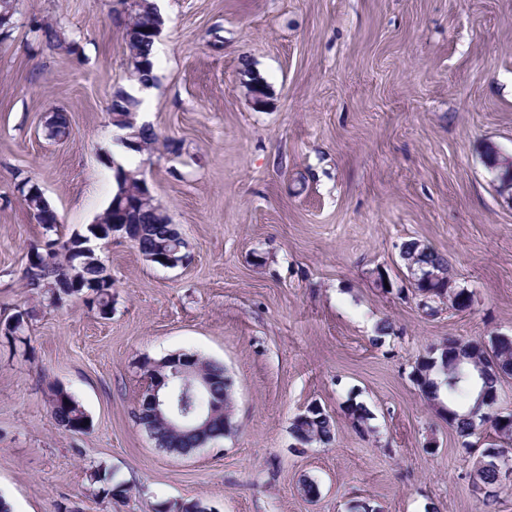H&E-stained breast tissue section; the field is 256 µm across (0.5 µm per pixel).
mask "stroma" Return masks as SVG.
<instances>
[{"label":"stroma","instance_id":"stroma-1","mask_svg":"<svg viewBox=\"0 0 512 512\" xmlns=\"http://www.w3.org/2000/svg\"><path fill=\"white\" fill-rule=\"evenodd\" d=\"M117 0H19L0 48V321L28 312L27 343L0 337V495L14 512H512L473 492L444 409L409 373L451 339L512 336V196L487 159L512 162V0H158L152 153L118 142L108 108L131 90ZM78 45H40L30 19ZM268 87L256 107L248 86ZM65 112L70 135L49 139ZM141 171L187 243L182 265L132 241L93 246L112 313L22 286L46 232L15 190L28 176L58 234L85 232L115 191L112 163ZM416 240L448 258L469 308L423 312L401 258ZM175 353L219 362L231 432L187 455L133 419L141 366ZM89 420L52 419L48 384ZM371 412L364 427L351 402ZM336 422L297 451L309 403ZM106 471L128 494L108 497ZM318 485L308 499L303 481Z\"/></svg>","mask_w":512,"mask_h":512}]
</instances>
